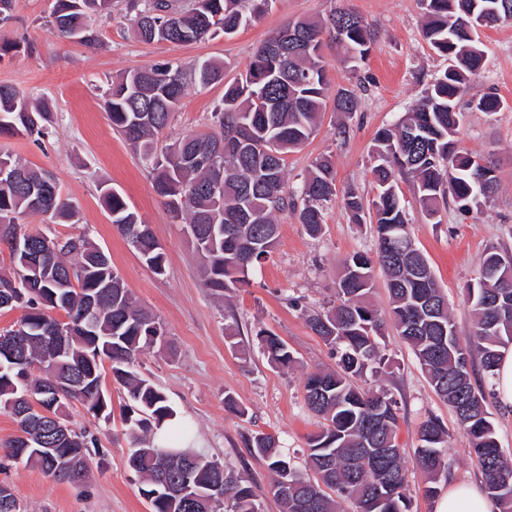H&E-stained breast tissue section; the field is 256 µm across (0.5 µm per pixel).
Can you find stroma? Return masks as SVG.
<instances>
[{"label": "stroma", "instance_id": "35a3bbf8", "mask_svg": "<svg viewBox=\"0 0 512 512\" xmlns=\"http://www.w3.org/2000/svg\"><path fill=\"white\" fill-rule=\"evenodd\" d=\"M51 7L52 0H13L10 18L0 22V44L11 46L0 56V84L39 98L53 115L42 143L2 136L0 151L53 173L63 197L77 203L79 221L55 225L47 216L30 215L22 228H49L67 237L84 233L110 257L126 287L158 316L166 331L167 347L141 355L140 373L164 391L202 452L249 480L261 512H279L268 493L271 473L264 461L250 455L248 440L258 431L272 434L293 464L304 468L309 438L321 426L304 402V379L307 373L336 365L334 350L311 331L306 317L335 300L348 255L374 254L376 227L355 223L336 201L326 204L324 228L316 237L292 213L278 214L279 238L270 257L251 269L247 284L231 299L215 300L202 285L200 258L190 239L172 221L137 155L112 129L102 108L106 81L157 61L189 65L205 58L222 62L224 77L230 80L287 22L353 11L375 32L371 53L353 69L335 41H328L324 55L331 84L354 88L357 110L323 112L313 137L287 157L288 186L298 190L314 162L327 157L335 166L337 185L369 199L374 194L370 169L377 132L397 124L448 62L422 37L419 0H269L260 20L233 36L188 45L139 42L126 0H114L111 15L98 19L96 43L81 44L59 33L50 18ZM480 41L484 63L469 94L477 98L493 93L503 105L491 113L464 110L456 141L458 150L491 161L498 185L492 199L478 213L443 209L435 223L421 213L411 182L399 183L413 238L448 295L462 337L472 330L467 283L478 276L490 249L512 252V22L483 29ZM223 94L220 84L189 91L160 144L204 129ZM103 185L118 189L150 225L166 253L164 274H154L112 224L99 200ZM262 330L287 344L295 360L292 367L269 362L258 338ZM384 334L386 366L367 371L360 384L387 391L397 405L410 512H436L437 501L426 497L425 478L412 454L421 422L433 416L448 430L447 480L479 487L482 474L468 455L454 413L436 396L393 323H386ZM103 385L112 400L110 420L94 418L77 402L67 407L73 427L98 431L104 450L103 457L92 460L86 483L60 484L19 463L0 468V483L10 485L21 512H150L126 467V396L111 372H104ZM228 394L244 408V415L225 410Z\"/></svg>", "mask_w": 512, "mask_h": 512}]
</instances>
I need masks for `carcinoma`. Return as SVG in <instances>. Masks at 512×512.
Listing matches in <instances>:
<instances>
[{
    "instance_id": "cac0c4a2",
    "label": "carcinoma",
    "mask_w": 512,
    "mask_h": 512,
    "mask_svg": "<svg viewBox=\"0 0 512 512\" xmlns=\"http://www.w3.org/2000/svg\"><path fill=\"white\" fill-rule=\"evenodd\" d=\"M112 0H53L57 30L83 44L98 41L94 16L112 12ZM268 0H129L134 33L145 43L183 44L231 36L261 18ZM423 37L448 68L407 113L400 127L375 137L372 167L375 196L338 190L330 159H318L300 194L288 191L286 156L315 133L326 110L331 85L323 56L325 37L341 44L356 62L369 53L374 33L366 20L339 11L329 20L290 23L311 42L269 38L253 55L245 75L224 82V66L214 59L191 66L166 61L128 70L108 82L103 108L116 131L150 169L156 193L172 219L185 225L202 261L203 284L222 299L247 283L249 271L266 260L277 243L276 214L292 210L312 236L325 224L324 204L339 200L357 223L370 218L377 227L375 257L348 256L336 286V303L307 316L309 328L336 350L333 370L304 381L308 409L324 420L308 442L310 472L291 466L274 435L257 432L250 454L273 474L269 493L280 512H337V499L352 501L356 512H409L405 494L404 448L398 440L395 402L382 390L358 385L369 369L382 364L384 320L369 302L374 273L381 270L391 299L398 336L413 350L435 393L451 408L466 447L484 479L486 495L498 512H512V461L497 441L486 394L472 382L479 359L494 378L502 356L512 348V253L490 251L479 276L466 287L474 315L469 336L457 335L448 303L427 257L415 247L400 198L399 181L412 182L424 217L435 220L453 205L470 213L492 198L497 183L491 166L479 167L455 149L461 102L482 64L479 40L460 51L466 30L512 21V0H421ZM224 84V97L211 113V127L158 147L186 92ZM336 112H353L357 98L337 88ZM52 123L46 105L11 85H0V134L44 139ZM17 178H0V244L11 266L0 283L13 279L30 288H13L9 308L25 315L7 334L26 337L14 359L0 355V409L8 410L20 434L5 445L4 458L36 467L60 484L85 482L100 438L71 427L65 407L81 402L95 418H111V399L102 388V370L126 391L123 422L130 444L127 465L151 512H260L252 486L224 463L190 447L184 426L172 444L159 445L156 433L177 416L166 394L136 369L145 351L160 343L164 328L142 308L109 256L90 239L62 238L52 231L22 230L23 216L50 215L79 222L78 208L60 191L49 172L25 166L8 153ZM100 200L112 223L157 275L165 271V252L149 225L124 196L109 187ZM109 292L96 314L86 312L99 291ZM61 311L64 317L52 315ZM271 363L288 368L294 357L276 335L260 337ZM41 405L51 416L40 415ZM448 431L436 418L417 431L414 455L426 474L425 495L437 494L448 471Z\"/></svg>"
}]
</instances>
